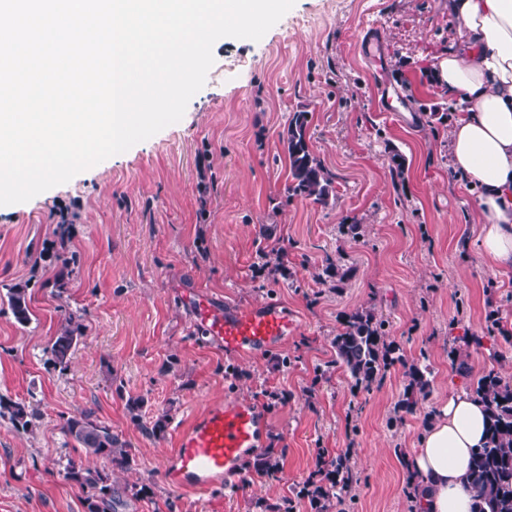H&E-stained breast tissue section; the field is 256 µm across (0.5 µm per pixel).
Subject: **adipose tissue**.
<instances>
[{
  "mask_svg": "<svg viewBox=\"0 0 512 512\" xmlns=\"http://www.w3.org/2000/svg\"><path fill=\"white\" fill-rule=\"evenodd\" d=\"M456 34L435 66L459 110L448 132L455 171L476 189L477 252L512 271V0H448ZM486 440L483 404L466 390L437 409L410 460L419 512H472V451Z\"/></svg>",
  "mask_w": 512,
  "mask_h": 512,
  "instance_id": "1",
  "label": "adipose tissue"
}]
</instances>
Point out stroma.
<instances>
[{"label": "stroma", "instance_id": "stroma-1", "mask_svg": "<svg viewBox=\"0 0 512 512\" xmlns=\"http://www.w3.org/2000/svg\"><path fill=\"white\" fill-rule=\"evenodd\" d=\"M450 26L445 0H296L262 40L215 42L206 83L179 122L0 206V286L25 281L31 293L24 327L0 298V396L41 413L28 431L0 420V512H87L86 491L64 476L76 451L61 425L89 409L136 453L113 486L149 488L116 512H259L258 500L302 485L322 448L351 452L354 512H408L405 458L426 415L486 369L512 377V339L460 347L462 370L448 355L449 337L485 331L489 314L512 331V273L481 262L474 195L449 164L451 108L432 63ZM371 35L378 67L358 52ZM384 79L412 122L379 111ZM298 111L309 114V146L333 179L335 204L289 189L281 134ZM62 208L78 219L60 261ZM345 224L362 225L363 237L344 235ZM279 248L282 273L253 277ZM329 259L347 271L343 283L316 281ZM194 287L242 304L278 300L298 328L276 351L225 355L193 327L182 294ZM362 309L387 319L389 340L432 369L427 396L393 427L402 366L368 392L326 367L342 315ZM69 312L86 330L63 370L49 348ZM234 396L261 404L264 445L286 451L281 472L246 469L231 490L175 488L164 468L178 429ZM138 397L137 424L126 404ZM165 411V432L144 434Z\"/></svg>", "mask_w": 512, "mask_h": 512}]
</instances>
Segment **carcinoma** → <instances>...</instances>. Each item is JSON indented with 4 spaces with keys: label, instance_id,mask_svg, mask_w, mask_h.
<instances>
[{
    "label": "carcinoma",
    "instance_id": "cac0c4a2",
    "mask_svg": "<svg viewBox=\"0 0 512 512\" xmlns=\"http://www.w3.org/2000/svg\"><path fill=\"white\" fill-rule=\"evenodd\" d=\"M308 113L295 112L288 118L282 142L288 154L292 184L289 191L323 205L335 199L333 181L321 161L311 151L308 138ZM76 215L59 212L56 235L61 249H66L70 225ZM8 308L15 322L23 327L30 321L29 284L5 286ZM388 321L371 311H354L344 316L341 329L331 341L334 358L327 367H339L357 390L369 391L379 385L395 364L405 369L407 384L395 405V415L389 425L402 421V414L415 411L425 397L430 381L429 366L420 360H410L402 348L387 340ZM85 325L80 317L70 313L60 323L51 345L54 364L65 370L74 348L84 336ZM470 393L480 399L487 411V441L472 451L469 474L474 493L473 512H512V379L494 369L485 371ZM41 417L39 409L22 401L0 396V418L9 419L15 426L29 429ZM66 438L81 449L85 456L107 460L111 470L91 468L82 460L67 459L65 477L88 491V512H113L117 491L112 488V471H128L135 464L130 445L112 428L100 421L92 411L71 417L62 425ZM284 449L268 448L255 465L256 471L274 477L282 469ZM357 481L349 464V454H331L325 450L318 455L315 469L309 474L295 497H284L268 504L257 502L260 512H296L295 499L309 501L313 512H349L352 503L351 487Z\"/></svg>",
    "mask_w": 512,
    "mask_h": 512
}]
</instances>
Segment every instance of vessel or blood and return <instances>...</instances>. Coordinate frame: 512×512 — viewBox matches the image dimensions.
<instances>
[{"instance_id":"1","label":"vessel or blood","mask_w":512,"mask_h":512,"mask_svg":"<svg viewBox=\"0 0 512 512\" xmlns=\"http://www.w3.org/2000/svg\"><path fill=\"white\" fill-rule=\"evenodd\" d=\"M195 324L230 356H255L278 349L296 329L277 301L239 305L197 289L184 295ZM264 416L253 401L227 400L209 407L183 428L165 474L177 487L207 490L242 475L248 455L262 448Z\"/></svg>"}]
</instances>
